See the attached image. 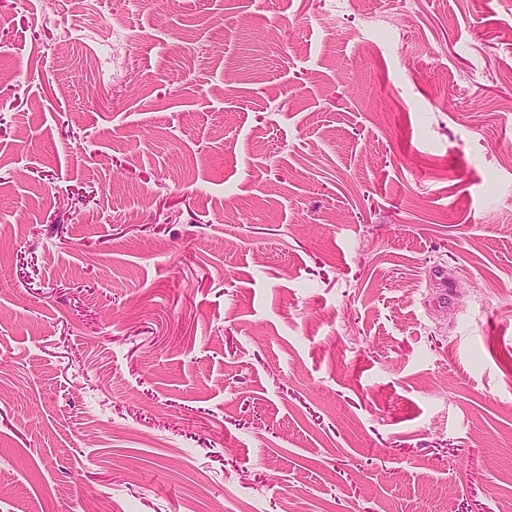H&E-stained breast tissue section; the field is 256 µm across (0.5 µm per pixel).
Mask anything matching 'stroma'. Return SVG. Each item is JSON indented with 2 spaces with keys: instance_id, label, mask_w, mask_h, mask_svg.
<instances>
[{
  "instance_id": "35a3bbf8",
  "label": "stroma",
  "mask_w": 512,
  "mask_h": 512,
  "mask_svg": "<svg viewBox=\"0 0 512 512\" xmlns=\"http://www.w3.org/2000/svg\"><path fill=\"white\" fill-rule=\"evenodd\" d=\"M511 30L0 0V512H512Z\"/></svg>"
}]
</instances>
